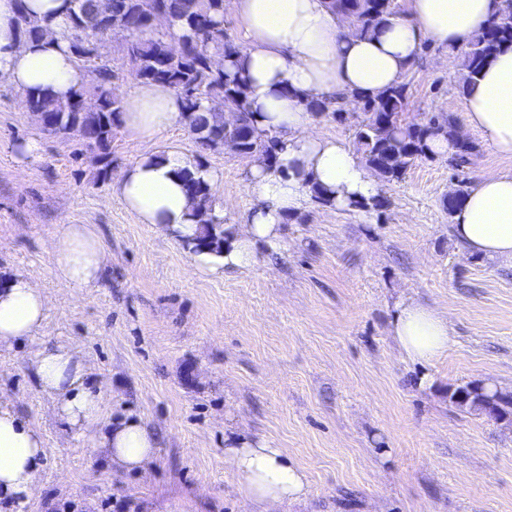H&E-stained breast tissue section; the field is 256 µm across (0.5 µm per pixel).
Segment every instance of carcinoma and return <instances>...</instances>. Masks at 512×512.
<instances>
[{
	"label": "carcinoma",
	"instance_id": "cac0c4a2",
	"mask_svg": "<svg viewBox=\"0 0 512 512\" xmlns=\"http://www.w3.org/2000/svg\"><path fill=\"white\" fill-rule=\"evenodd\" d=\"M66 39L74 61L89 69L96 81L73 89L64 98L40 91L23 92L27 111L45 120L43 129L62 138L77 137L90 148L106 152L120 127L124 100L115 84L128 72L141 82L173 88L183 104L185 126L204 152L224 150V142L236 143L242 158H257L269 168L276 163L279 138L257 129L250 109L244 78L237 71L218 69L213 58L225 61L239 55L240 47L224 29V0H70ZM15 25L22 38L41 40L50 28L32 17L26 0H16ZM337 12L354 18L355 32L373 34L397 14L394 0H330ZM164 15L177 21L181 35L173 39L150 24ZM107 40L119 42L121 66L102 51ZM512 45V0H500L487 27L457 48L462 60L459 85L475 84L485 62L502 46ZM410 82L403 80L379 95L360 101L353 125L354 150L362 163L383 183L399 182L419 160L430 157L428 140L443 137L451 143L449 164L459 172L471 164L477 146L459 140L453 120L431 112L420 123H403ZM305 108L316 118L346 120L345 104L308 98ZM185 192L192 202L190 216L199 233L184 241L192 252H224V219L213 214L212 187L194 172H181ZM450 400L458 408L490 416L512 418V395L493 392L479 383L454 389Z\"/></svg>",
	"mask_w": 512,
	"mask_h": 512
}]
</instances>
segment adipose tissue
<instances>
[{"label": "adipose tissue", "mask_w": 512, "mask_h": 512, "mask_svg": "<svg viewBox=\"0 0 512 512\" xmlns=\"http://www.w3.org/2000/svg\"><path fill=\"white\" fill-rule=\"evenodd\" d=\"M499 0H409L408 12L390 17L376 35L355 34L328 0H232L245 43L235 68L247 79V96L259 129L279 135L276 169L253 161L248 187L253 203L224 243V252L193 256L202 272L223 276L255 260L261 245L279 241L289 217L306 211L314 189H323L334 207L378 197L381 187L344 140L313 133L314 116L304 97L341 94L348 102L377 95L401 81L418 59L424 41L457 48L484 29ZM67 0H28L30 13L50 23L53 34L22 41L14 24L15 0H0V78L21 90L63 97L85 84L68 50ZM463 127L475 131L501 156L512 157V45L483 67L463 95ZM182 101L165 85L136 83L120 116L123 131L144 140L161 136L182 119ZM195 166L169 149L122 167L112 193L139 219L176 240L195 236L191 201L180 172ZM452 231L466 251L512 261V171L482 174L453 214ZM107 253L91 224L58 228L56 280L87 288L99 280ZM48 300L31 278L17 273L0 280V350L33 342L46 324ZM389 334L411 362L429 366L444 356L454 338L447 318L409 300L397 305ZM36 380L58 416L71 427L96 429L93 450L113 468L145 473L158 440L140 420H110L100 385L78 345L39 347ZM47 458L40 428L0 395V512H13L36 494V479ZM240 475L238 492L255 512H280L306 499L309 481L284 449L268 443L224 450Z\"/></svg>", "instance_id": "adipose-tissue-1"}]
</instances>
